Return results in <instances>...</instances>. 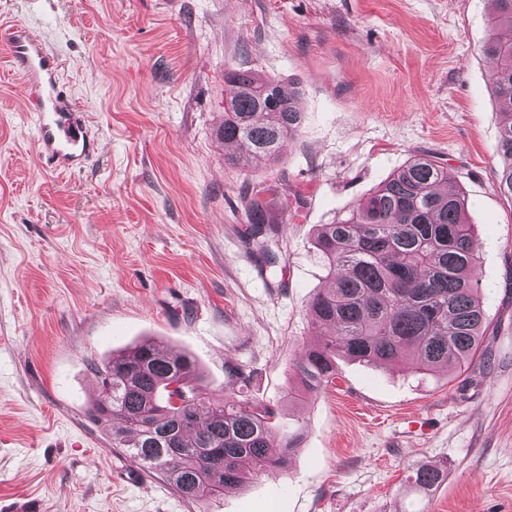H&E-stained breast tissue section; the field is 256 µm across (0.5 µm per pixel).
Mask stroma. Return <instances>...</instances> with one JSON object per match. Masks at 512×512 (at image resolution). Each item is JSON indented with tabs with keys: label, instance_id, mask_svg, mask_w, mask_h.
Here are the masks:
<instances>
[{
	"label": "stroma",
	"instance_id": "1",
	"mask_svg": "<svg viewBox=\"0 0 512 512\" xmlns=\"http://www.w3.org/2000/svg\"><path fill=\"white\" fill-rule=\"evenodd\" d=\"M493 0H0L38 34L99 150L59 173L34 148L29 90L0 44V496L45 512H512V200L496 182L501 116L480 48ZM303 93L271 165L225 162L224 71ZM469 199L472 279L489 329L465 373L337 359L320 394L289 401L318 337L319 225L413 156ZM269 201L270 268L247 204ZM151 337L187 351L209 392L276 408L301 429L287 470L212 504L139 471L90 417L91 364ZM238 368L248 386L231 376ZM447 464L430 494L413 468Z\"/></svg>",
	"mask_w": 512,
	"mask_h": 512
}]
</instances>
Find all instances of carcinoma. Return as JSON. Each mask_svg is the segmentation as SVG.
Masks as SVG:
<instances>
[{
  "label": "carcinoma",
  "mask_w": 512,
  "mask_h": 512,
  "mask_svg": "<svg viewBox=\"0 0 512 512\" xmlns=\"http://www.w3.org/2000/svg\"><path fill=\"white\" fill-rule=\"evenodd\" d=\"M495 13L481 52L501 115L496 153L499 191L512 199V0H493ZM224 119L217 137L256 160H275L303 118L299 89L250 69L224 71ZM441 162L416 155L333 224H322L316 248L330 283L306 308L318 344L294 364L300 394H318L336 378V357L374 365L409 363L419 372L462 374L484 356L487 329L481 292L470 272L477 261L468 198L453 187ZM268 203L252 198L251 235L271 266L275 225ZM107 399L92 418L107 427L112 447L161 474L188 502H213L248 479L284 470L302 433L274 435L278 411L244 391L208 394L196 360L143 340L103 366L92 364ZM425 494L448 480L446 466H420L411 475Z\"/></svg>",
  "instance_id": "obj_1"
}]
</instances>
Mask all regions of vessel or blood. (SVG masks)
Listing matches in <instances>:
<instances>
[{
    "label": "vessel or blood",
    "mask_w": 512,
    "mask_h": 512,
    "mask_svg": "<svg viewBox=\"0 0 512 512\" xmlns=\"http://www.w3.org/2000/svg\"><path fill=\"white\" fill-rule=\"evenodd\" d=\"M0 42L9 47L13 69L30 87L39 157L56 170L81 167L96 153L98 139L74 116L71 93L59 80V58L39 38L17 24L0 25ZM0 512H44V507L40 500L28 496L0 498Z\"/></svg>",
    "instance_id": "b4317fda"
}]
</instances>
